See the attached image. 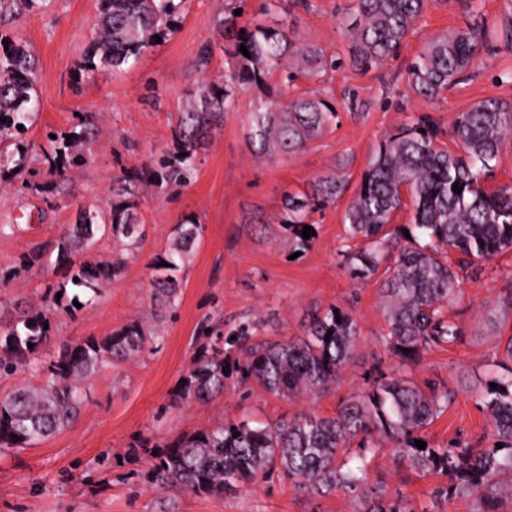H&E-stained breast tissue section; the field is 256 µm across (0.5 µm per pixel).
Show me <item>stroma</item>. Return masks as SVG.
I'll return each mask as SVG.
<instances>
[{
	"label": "stroma",
	"instance_id": "stroma-1",
	"mask_svg": "<svg viewBox=\"0 0 512 512\" xmlns=\"http://www.w3.org/2000/svg\"><path fill=\"white\" fill-rule=\"evenodd\" d=\"M224 0H187L176 31L146 52L132 69H102L76 77L75 62L88 47L97 0H36L32 9L1 33L22 36L40 66L39 112L23 139L29 147L30 188L0 179V274L35 245H47L41 263L17 276L0 277V319L10 320L20 301L39 303L47 285H67L68 266L52 245L73 224L80 206L110 203V180L140 176L155 157L174 150L178 115L189 100L201 45L211 50V72L230 64L217 23ZM349 0H290L288 18L306 43L335 58L322 77L285 85L272 76L265 89L239 91L235 106L212 131L197 157V173L183 189L140 194L145 238L123 276L105 284L90 305H75L69 289L44 346L64 340L103 338L141 322L153 337L125 361L105 363L85 380L78 419L33 448L0 452V512H355L351 495L317 496L297 491L285 477L242 487L221 497L151 486L143 445L170 439L222 421L274 423L303 413L334 416L366 375L391 369L388 322L378 283L352 281L343 253L350 246L345 215L378 145L418 116L441 130L479 101H512V0H429L399 52L383 65L361 70L354 62L346 28ZM484 21L488 42L464 81L435 99L408 85V70L432 37ZM328 99L336 119L297 153L264 157L250 141L259 105L296 97ZM94 116L97 135L90 160L69 170L63 192L46 188L42 148L48 133L74 130L79 114ZM339 176L346 189L334 204L313 213L315 235L295 254L279 222L286 195L324 176ZM194 219L203 232L175 276L178 303L153 302L157 258L174 242L177 224ZM336 307L354 316L360 334L351 361L335 385L314 396L283 398L257 384L229 376L222 397L181 408L170 405L180 377L206 339L201 323L230 331L253 321L254 339L283 341L304 336L318 313ZM448 315L461 327L457 343L422 353L416 382H447L456 400L425 432L432 446L461 439L481 447L489 431L476 392L505 363L512 338V250L471 269ZM443 479L399 466L390 442L368 456L367 483L384 484L390 495L408 499L415 512H474L471 500L435 502Z\"/></svg>",
	"mask_w": 512,
	"mask_h": 512
}]
</instances>
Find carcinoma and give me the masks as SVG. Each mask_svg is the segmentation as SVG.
Here are the masks:
<instances>
[{
  "label": "carcinoma",
  "instance_id": "carcinoma-1",
  "mask_svg": "<svg viewBox=\"0 0 512 512\" xmlns=\"http://www.w3.org/2000/svg\"><path fill=\"white\" fill-rule=\"evenodd\" d=\"M35 0H0V27L16 21ZM185 0H98L93 37L88 50L76 61V73L87 75L101 68L124 71L137 65L157 46L155 36L166 40L175 30ZM245 0H228L218 27L231 40L224 47L233 64L217 82L207 77L211 64L208 45L197 51L194 68L197 86L186 111L180 113L173 156L160 160L163 173L150 171L155 186H185L196 173V158L211 131L222 125L224 113L237 91L262 86L276 73L290 84L300 76L314 77L336 69V61L323 59L322 50L299 41L283 16L279 26H239L234 10ZM349 31L356 62L364 69L393 57L428 0H350ZM0 51V174L19 176L25 171L28 150H20L18 136L32 125L39 111L36 82L39 61L21 37L7 39ZM249 56H244L240 45ZM485 46L477 24L448 36L432 39L409 68V86L433 99L453 88L476 61ZM336 117L325 101L296 97L278 108L261 106L253 113L252 138L263 155L288 154L303 148ZM23 129H17V126ZM80 131L62 139L59 153L48 159L50 182L61 185L67 171L84 166L88 154L77 142L96 136L92 118L84 115ZM448 137L458 148L440 146V132L425 116L400 127L385 139L362 175L357 198L346 214V235L360 246L346 251L345 264L355 282L374 277L382 281L389 325L387 345L398 359L393 374L381 373L366 388L351 396L331 417L311 414L275 424L252 426L225 422L181 435L148 450L146 479L160 486L220 497L245 484L257 485L273 475H283L295 488L318 496L337 491L355 494L359 512H413L403 497L391 498L382 489L364 490L367 454L376 447L374 436L392 442L396 460L424 476L446 479L433 491L437 500L472 499L474 512H501L504 489L500 477L512 473V369L495 378L498 388L486 386L479 405L490 419L491 443L472 448L459 441L444 448L419 449L415 441L441 417L455 399V390L443 382L420 387L411 370L420 353L432 346L452 344L461 328L445 310L456 295L460 273L479 261H491L512 249V186L488 190L484 181L493 171L503 144L512 137V103L487 98L454 118ZM462 187L453 191L454 183ZM344 181L319 178L310 190L286 196L280 223L297 246L312 213L333 203ZM115 203L109 210L85 205L57 245V261L76 267L72 286L97 297L102 285L117 279L128 259L140 247L143 230L137 211L138 188L127 176L112 180ZM414 205L413 223L429 242L402 247L386 231L404 195ZM203 231L192 219L180 225L176 243L156 267L155 300L174 307L179 283L171 275L184 263L187 252ZM109 233L122 242L121 256L97 263L75 264L74 258ZM461 254L457 264L448 252ZM58 306L52 287L35 311L22 313L0 327V376L13 375L40 354L48 340L44 324L51 323ZM341 322H336V318ZM208 340L192 366L182 375L172 403H203L224 394L227 376L222 369L232 363L239 382L258 384L279 397L315 395L336 384L351 359L359 335L358 322L331 307L317 315L301 339L251 343L254 324L243 322L225 333L202 326ZM151 340L138 322L120 333L98 339L88 337L59 343L40 362L41 383L19 388L0 397V449L32 448L68 427L83 401L73 381L97 372L105 362L119 363L141 351ZM33 347H28V344ZM358 442L362 464L339 460L347 445Z\"/></svg>",
  "mask_w": 512,
  "mask_h": 512
}]
</instances>
